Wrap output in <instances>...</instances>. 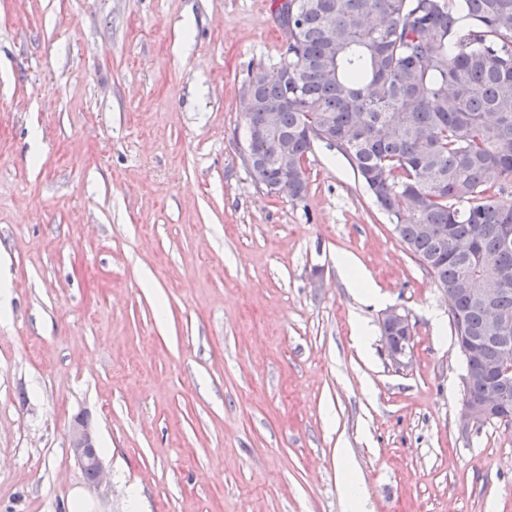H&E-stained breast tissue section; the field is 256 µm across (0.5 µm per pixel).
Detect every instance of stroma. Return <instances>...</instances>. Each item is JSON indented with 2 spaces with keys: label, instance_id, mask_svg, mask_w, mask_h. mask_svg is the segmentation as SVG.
<instances>
[{
  "label": "stroma",
  "instance_id": "obj_1",
  "mask_svg": "<svg viewBox=\"0 0 512 512\" xmlns=\"http://www.w3.org/2000/svg\"><path fill=\"white\" fill-rule=\"evenodd\" d=\"M276 3L0 0V512H346L343 451L365 512H512V425L462 426L448 297L347 159L300 203L242 162ZM337 265L341 269L347 280L349 287L356 289L366 297H374L375 289L366 276L357 269V266L350 256H341L337 260ZM382 323L389 329L388 333L383 334L385 328L382 324V341L390 360L397 367L408 366L412 360L414 341L413 325L408 315L399 309H390L384 314ZM69 448L81 468L88 470L84 473L86 479L91 480L88 482L89 487L98 488L105 481L106 474L92 432L85 420L78 419L72 425L69 434Z\"/></svg>",
  "mask_w": 512,
  "mask_h": 512
}]
</instances>
